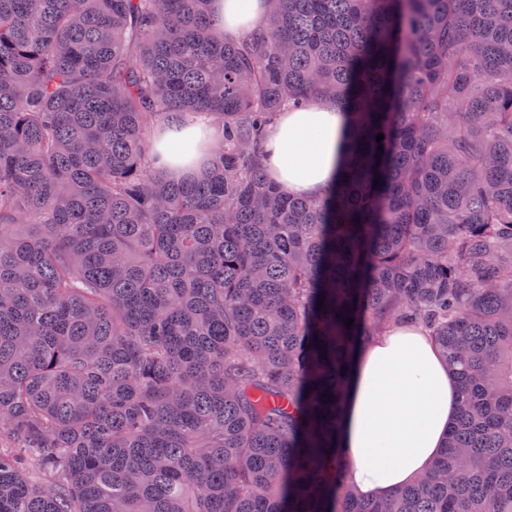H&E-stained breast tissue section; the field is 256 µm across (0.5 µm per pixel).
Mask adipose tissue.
<instances>
[{
  "label": "adipose tissue",
  "instance_id": "1",
  "mask_svg": "<svg viewBox=\"0 0 512 512\" xmlns=\"http://www.w3.org/2000/svg\"><path fill=\"white\" fill-rule=\"evenodd\" d=\"M265 0H214L225 37L237 39L261 19ZM348 134L347 116L329 100H313L285 112L265 137V165L291 197L325 193L338 179ZM201 126L162 127L155 150L176 175L201 169L193 144ZM460 387L448 360L423 327L393 323L356 356L344 416L345 480L357 495L382 498L429 470L458 415Z\"/></svg>",
  "mask_w": 512,
  "mask_h": 512
}]
</instances>
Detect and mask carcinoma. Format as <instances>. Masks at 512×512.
<instances>
[{
	"label": "carcinoma",
	"instance_id": "cac0c4a2",
	"mask_svg": "<svg viewBox=\"0 0 512 512\" xmlns=\"http://www.w3.org/2000/svg\"><path fill=\"white\" fill-rule=\"evenodd\" d=\"M210 5L0 0V437L40 464L0 448V512H512V0H267L232 40ZM313 98L345 161L291 198L261 142ZM199 118L210 166L157 167ZM391 321L462 401L366 500L339 432Z\"/></svg>",
	"mask_w": 512,
	"mask_h": 512
}]
</instances>
